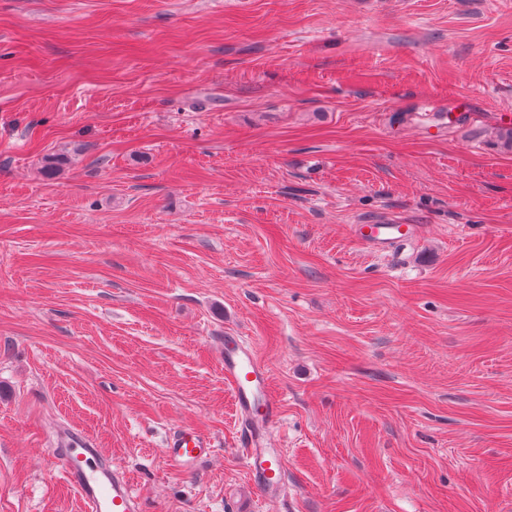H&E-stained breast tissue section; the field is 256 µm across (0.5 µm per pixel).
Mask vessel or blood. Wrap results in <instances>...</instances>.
I'll list each match as a JSON object with an SVG mask.
<instances>
[{
  "mask_svg": "<svg viewBox=\"0 0 512 512\" xmlns=\"http://www.w3.org/2000/svg\"><path fill=\"white\" fill-rule=\"evenodd\" d=\"M413 231L409 224H370L364 240L377 250H388ZM224 378L233 391L234 404L243 423L241 451L244 464L261 495L280 492L284 477L280 449L269 447L266 428L280 417V399L273 392L270 371L253 348L239 337L224 339ZM201 437L182 433L168 443L166 457L175 464L197 462L206 452ZM64 472L86 504L87 512H142L141 503L117 470L100 466L85 441H75L63 458Z\"/></svg>",
  "mask_w": 512,
  "mask_h": 512,
  "instance_id": "b4317fda",
  "label": "vessel or blood"
}]
</instances>
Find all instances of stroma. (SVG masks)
<instances>
[{"instance_id":"1","label":"stroma","mask_w":512,"mask_h":512,"mask_svg":"<svg viewBox=\"0 0 512 512\" xmlns=\"http://www.w3.org/2000/svg\"><path fill=\"white\" fill-rule=\"evenodd\" d=\"M509 125L512 0H0V512H86L72 433L143 512H512ZM365 227L364 240L377 250H388L395 243L408 237L414 230V224H360ZM224 379L244 423V464L262 496L276 494L285 477L283 456L280 449L268 446L264 433L280 417V398L272 390L268 367L239 336L224 338ZM206 448L209 447L201 437L195 434L181 433L168 443L164 452L172 463L187 465L197 462L205 454Z\"/></svg>"}]
</instances>
